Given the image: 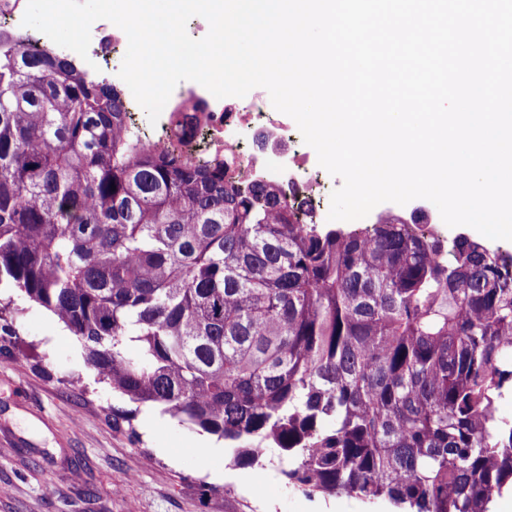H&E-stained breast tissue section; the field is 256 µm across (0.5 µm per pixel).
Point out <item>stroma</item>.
<instances>
[{
	"label": "stroma",
	"instance_id": "35a3bbf8",
	"mask_svg": "<svg viewBox=\"0 0 512 512\" xmlns=\"http://www.w3.org/2000/svg\"><path fill=\"white\" fill-rule=\"evenodd\" d=\"M209 439L100 382L37 304L0 343V512H380L289 486L276 449L237 468Z\"/></svg>",
	"mask_w": 512,
	"mask_h": 512
}]
</instances>
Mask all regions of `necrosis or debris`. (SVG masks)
I'll return each mask as SVG.
<instances>
[{
  "label": "necrosis or debris",
  "mask_w": 512,
  "mask_h": 512,
  "mask_svg": "<svg viewBox=\"0 0 512 512\" xmlns=\"http://www.w3.org/2000/svg\"><path fill=\"white\" fill-rule=\"evenodd\" d=\"M127 44L123 30L106 20L94 22L90 61L83 71L94 80L120 85L121 49ZM297 133L293 119H269L262 88H255L247 101L226 104L199 85L172 93L149 141L192 162L203 155H228L234 160L233 177L246 171L254 179L275 178L306 223L323 224L327 215L320 204L313 155Z\"/></svg>",
  "instance_id": "obj_1"
}]
</instances>
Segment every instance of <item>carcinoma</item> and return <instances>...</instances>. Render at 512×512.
Here are the masks:
<instances>
[{
  "instance_id": "carcinoma-1",
  "label": "carcinoma",
  "mask_w": 512,
  "mask_h": 512,
  "mask_svg": "<svg viewBox=\"0 0 512 512\" xmlns=\"http://www.w3.org/2000/svg\"><path fill=\"white\" fill-rule=\"evenodd\" d=\"M127 119L116 86L0 33V286L235 467L275 448L309 496L492 512L512 490V255L394 216L299 224L277 184ZM21 313L0 298V334Z\"/></svg>"
}]
</instances>
